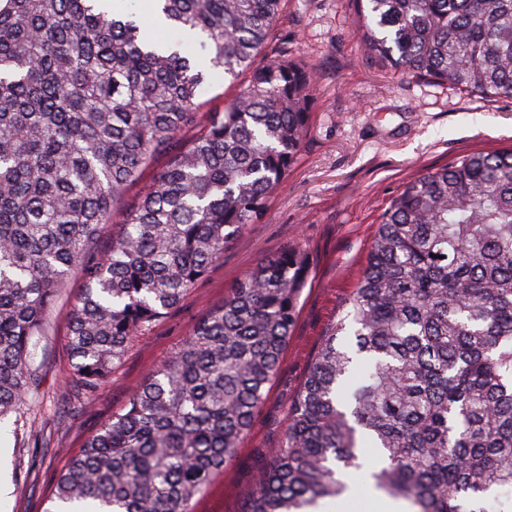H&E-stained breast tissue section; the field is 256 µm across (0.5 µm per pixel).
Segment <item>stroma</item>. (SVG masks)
I'll use <instances>...</instances> for the list:
<instances>
[{"instance_id":"1","label":"stroma","mask_w":512,"mask_h":512,"mask_svg":"<svg viewBox=\"0 0 512 512\" xmlns=\"http://www.w3.org/2000/svg\"><path fill=\"white\" fill-rule=\"evenodd\" d=\"M349 0H288L277 28L318 79L299 157L251 225L178 306L138 337L92 399L68 392L67 339L84 285L70 278L30 349L38 385L0 424V512H44L55 482L88 436L223 303L258 261L291 244L312 260L299 313L263 409L235 459L193 503L194 512H242L255 467L277 444L326 329L364 268L381 215L409 181L454 159L512 147V99L482 100L436 83L394 80L367 60Z\"/></svg>"}]
</instances>
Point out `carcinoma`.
Returning <instances> with one entry per match:
<instances>
[{
    "mask_svg": "<svg viewBox=\"0 0 512 512\" xmlns=\"http://www.w3.org/2000/svg\"><path fill=\"white\" fill-rule=\"evenodd\" d=\"M288 0H151L170 38L106 0H0V421L36 385L29 347L67 280L68 385L109 382L295 164L315 71L284 51ZM366 57L512 99V0H353ZM239 93L191 141L206 79ZM170 155L103 251L128 186ZM310 258L259 261L90 435L47 512H193L261 412ZM378 450L374 486L407 512H512V149L419 175L381 216L244 512H322Z\"/></svg>",
    "mask_w": 512,
    "mask_h": 512,
    "instance_id": "obj_1",
    "label": "carcinoma"
}]
</instances>
